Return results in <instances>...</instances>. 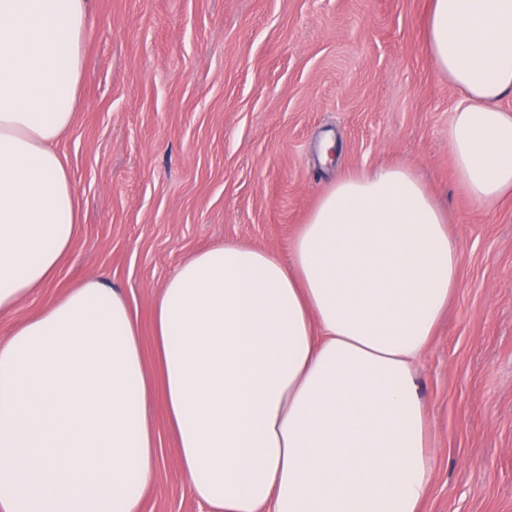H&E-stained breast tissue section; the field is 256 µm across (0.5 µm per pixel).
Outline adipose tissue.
Listing matches in <instances>:
<instances>
[{
    "label": "adipose tissue",
    "mask_w": 512,
    "mask_h": 512,
    "mask_svg": "<svg viewBox=\"0 0 512 512\" xmlns=\"http://www.w3.org/2000/svg\"><path fill=\"white\" fill-rule=\"evenodd\" d=\"M91 0H0V314L54 276L79 222L56 146ZM460 92L448 151L475 204L512 196V0H430ZM448 216L414 171L336 181L290 257L227 243L153 310L176 454L219 512H419L432 472L414 366L458 287ZM131 309L93 279L0 344V512H137L156 463Z\"/></svg>",
    "instance_id": "ef3b65f1"
}]
</instances>
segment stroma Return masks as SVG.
Segmentation results:
<instances>
[{
  "label": "stroma",
  "instance_id": "obj_1",
  "mask_svg": "<svg viewBox=\"0 0 512 512\" xmlns=\"http://www.w3.org/2000/svg\"><path fill=\"white\" fill-rule=\"evenodd\" d=\"M429 0H92L83 105L57 146L82 219L0 342L85 281L117 289L156 372L153 307L198 251L288 259L341 176L407 165L448 212L459 286L416 365L433 469L420 512H512V198L475 205L448 151L458 93L426 45ZM337 150L323 160L319 143ZM139 512H218L176 458L164 402Z\"/></svg>",
  "mask_w": 512,
  "mask_h": 512
}]
</instances>
